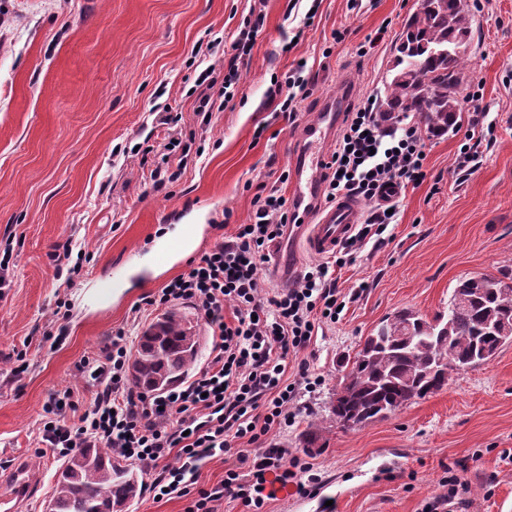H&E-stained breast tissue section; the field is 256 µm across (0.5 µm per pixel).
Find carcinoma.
I'll list each match as a JSON object with an SVG mask.
<instances>
[{
	"label": "carcinoma",
	"mask_w": 512,
	"mask_h": 512,
	"mask_svg": "<svg viewBox=\"0 0 512 512\" xmlns=\"http://www.w3.org/2000/svg\"><path fill=\"white\" fill-rule=\"evenodd\" d=\"M452 37L460 39L449 53ZM471 30L464 0H416L386 82L380 111L412 117L427 133L443 135L463 111L462 70ZM512 341V274H478L456 286L448 310L426 320L402 311L381 322L368 336L344 374L341 392L330 400L336 421L393 414L416 398L442 390L458 371L481 365ZM199 332L185 312L171 310L141 336L129 365L133 386L162 393L195 362ZM139 491V476L102 448L70 456L55 485L49 512H123Z\"/></svg>",
	"instance_id": "carcinoma-1"
}]
</instances>
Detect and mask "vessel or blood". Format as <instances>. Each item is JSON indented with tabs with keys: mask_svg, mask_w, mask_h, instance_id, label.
<instances>
[{
	"mask_svg": "<svg viewBox=\"0 0 512 512\" xmlns=\"http://www.w3.org/2000/svg\"><path fill=\"white\" fill-rule=\"evenodd\" d=\"M349 88L325 98L320 111L299 134L292 157L293 190L291 210L296 217L289 227L288 249L277 252L271 266L274 283L291 287L298 275L303 256H324L336 252L353 234L362 209L354 198L342 197L332 204H322L325 182L324 165L328 157L323 149L344 115ZM38 475L24 461L12 462L0 471V481L8 490L0 496V512H22L31 499Z\"/></svg>",
	"mask_w": 512,
	"mask_h": 512,
	"instance_id": "1",
	"label": "vessel or blood"
}]
</instances>
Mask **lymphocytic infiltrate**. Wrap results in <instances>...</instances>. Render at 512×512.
Instances as JSON below:
<instances>
[{"instance_id": "f902f5d3", "label": "lymphocytic infiltrate", "mask_w": 512, "mask_h": 512, "mask_svg": "<svg viewBox=\"0 0 512 512\" xmlns=\"http://www.w3.org/2000/svg\"><path fill=\"white\" fill-rule=\"evenodd\" d=\"M265 19L262 8H251L234 32L223 68L210 66L199 74L194 112L200 124H210L215 108H227L234 100ZM312 85L302 64L273 82L275 118L295 122ZM467 124L466 141L454 160L460 171L471 169L482 145L494 139L495 125L487 113H470ZM422 141L416 122H389L377 102L359 97L345 114L327 164L323 196L329 204L351 197L371 208L333 262L306 267L292 287L264 288L261 264L290 222L281 189L289 174L281 172L277 186L259 187L253 195L248 223L219 237L185 273L142 300L146 306L188 300L203 312L213 332L205 369L147 397L127 384L128 338L116 331L101 356L77 366L92 390L87 409L77 410L73 388L50 394L43 407V442L63 457L76 448H108L149 476L146 489L154 499L197 492L186 512H217V502L225 498L240 501L247 512H264L271 481L308 492L304 476L309 464L288 449L265 445L264 438L272 429L293 425L301 394L320 385L319 375L300 353L309 346L318 319L340 318L346 296L338 286L337 269L352 263L367 243L384 245L383 234L394 217L380 203L383 192L425 180ZM166 149L150 174L157 187L178 180L192 159L191 143L173 139ZM241 440L246 449L232 451V442ZM230 452L235 460L225 467L223 482L197 489L201 462Z\"/></svg>"}]
</instances>
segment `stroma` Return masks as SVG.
<instances>
[{
    "label": "stroma",
    "mask_w": 512,
    "mask_h": 512,
    "mask_svg": "<svg viewBox=\"0 0 512 512\" xmlns=\"http://www.w3.org/2000/svg\"><path fill=\"white\" fill-rule=\"evenodd\" d=\"M266 22L242 72L234 105L193 127L191 93L214 64L208 41L232 33L253 0H0V465L22 459L36 469L32 512H45L61 456L41 443L51 391L79 387L76 370L114 331L138 340L152 315L131 309L187 270L219 237L223 218L246 222L257 186L290 169L292 148L318 104L350 84L353 96L383 95L405 18L416 0H265ZM472 40L465 111L488 112L495 141L469 172L455 170L464 139L455 129L425 140L426 180L397 200L381 249L365 246L342 268L343 291L361 287L336 323L321 325L304 356L322 377L301 399L292 426L267 442L303 455L317 477L308 494L277 490L266 512H422L440 493L448 465L462 462L467 512H512V343L487 364L454 375L443 390L385 419L346 429L329 410L344 366L366 336L402 309L434 318L457 282L512 271V0H467ZM383 42L360 47L378 29ZM301 32L282 52L284 38ZM306 61L315 78L295 123L274 119L272 74ZM182 114L203 151L180 178L154 188L150 172L173 132L156 112ZM263 136H256L257 127ZM141 147L146 162L124 156ZM181 224L196 246L175 259L177 243L156 249ZM88 254L71 285L53 276L49 254L68 235ZM66 300L67 334L42 341L43 327ZM27 347L28 368L11 371L13 349ZM317 425L314 447L305 435Z\"/></svg>",
    "instance_id": "stroma-1"
}]
</instances>
